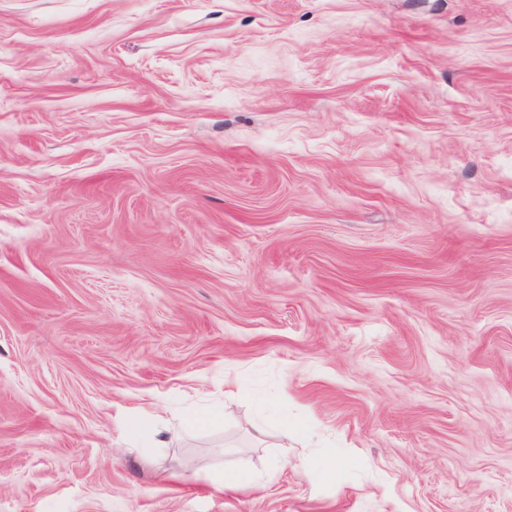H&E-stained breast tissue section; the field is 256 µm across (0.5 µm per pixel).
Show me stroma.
<instances>
[{
	"instance_id": "35a3bbf8",
	"label": "stroma",
	"mask_w": 512,
	"mask_h": 512,
	"mask_svg": "<svg viewBox=\"0 0 512 512\" xmlns=\"http://www.w3.org/2000/svg\"><path fill=\"white\" fill-rule=\"evenodd\" d=\"M0 512H512V0H0Z\"/></svg>"
}]
</instances>
